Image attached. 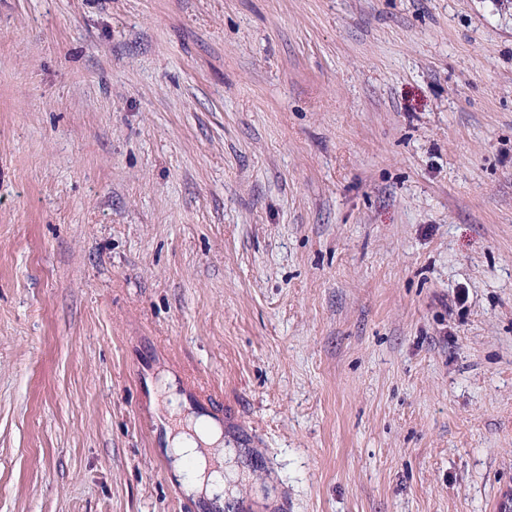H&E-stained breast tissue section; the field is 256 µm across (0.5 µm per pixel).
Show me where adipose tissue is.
<instances>
[{
  "mask_svg": "<svg viewBox=\"0 0 512 512\" xmlns=\"http://www.w3.org/2000/svg\"><path fill=\"white\" fill-rule=\"evenodd\" d=\"M167 441L175 454L174 475H182L185 464L193 466V479L184 486L186 493L224 504L228 485L224 477L225 448L220 428L205 417L190 419L168 435Z\"/></svg>",
  "mask_w": 512,
  "mask_h": 512,
  "instance_id": "adipose-tissue-1",
  "label": "adipose tissue"
}]
</instances>
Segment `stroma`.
I'll list each match as a JSON object with an SVG mask.
<instances>
[{
    "label": "stroma",
    "mask_w": 512,
    "mask_h": 512,
    "mask_svg": "<svg viewBox=\"0 0 512 512\" xmlns=\"http://www.w3.org/2000/svg\"><path fill=\"white\" fill-rule=\"evenodd\" d=\"M191 383L238 512H512V0H0V512H220ZM181 426L167 441L178 456L172 463V471L182 476L186 463L193 465V480L183 482L187 495L204 496L224 508L225 500L233 496L227 493L229 486L224 477L225 448L220 428L209 418L187 419L186 426ZM204 447L201 450L199 447ZM230 494V495H229Z\"/></svg>",
    "instance_id": "obj_1"
}]
</instances>
